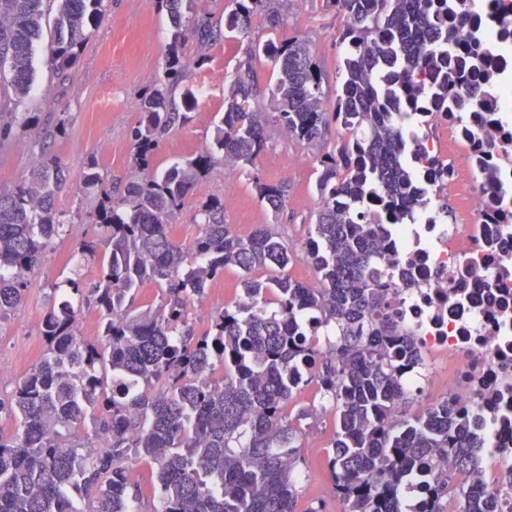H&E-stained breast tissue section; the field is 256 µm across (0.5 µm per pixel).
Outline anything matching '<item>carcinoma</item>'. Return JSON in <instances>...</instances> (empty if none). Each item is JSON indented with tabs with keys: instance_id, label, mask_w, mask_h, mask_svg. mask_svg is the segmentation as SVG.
<instances>
[{
	"instance_id": "obj_1",
	"label": "carcinoma",
	"mask_w": 512,
	"mask_h": 512,
	"mask_svg": "<svg viewBox=\"0 0 512 512\" xmlns=\"http://www.w3.org/2000/svg\"><path fill=\"white\" fill-rule=\"evenodd\" d=\"M46 1L55 6L50 18ZM182 2L159 0L170 42L162 74L137 103L129 175L110 181L92 160L77 176L99 194L89 216L99 231L78 240L79 260L98 263L99 275L54 284L64 299L43 315L42 356L0 399V412L18 425L14 435L0 429V512H135L145 488L127 477L133 457L156 467L147 489L161 512H323L297 509L296 442L312 411L284 415L312 379L335 407L330 471L344 512H403L399 490L412 477L421 478L417 512H448L450 503L454 512H491L477 487L452 486L448 471L437 469L440 461L461 473L477 464V448L460 447L471 438L466 413L446 400L403 416L398 373L418 359L383 313L384 292L372 287L387 225L405 223L423 202L416 168L434 181L445 174L411 152L397 115L421 105L431 114H466L490 84V74L475 68L485 45L472 37V0H326L348 19L332 111L322 108L307 40L250 44L213 148L157 173L156 148L196 105L191 68L223 33L246 34L260 11L271 32L284 24L279 0H234L222 27L185 14ZM104 19L103 0H0V143L30 121L16 109L33 90L34 43L43 31L47 64L63 82ZM260 59L277 72L265 106L252 92ZM334 124L349 138L313 156L320 203L306 248L318 286L286 273L294 253L276 226L233 232L222 198L199 204L201 227L190 242L172 237L195 186L228 160L255 166L269 128L318 147ZM70 179L42 151L28 180L0 188V319L22 303L28 274L61 238L55 200ZM255 187L271 211L283 210L288 181L257 179ZM228 268L241 273L242 300L196 325L190 298ZM264 268L276 274L254 276ZM146 284L166 298L155 310L135 307ZM85 308L99 316L93 342L79 337ZM321 329L336 336L326 353L314 339Z\"/></svg>"
}]
</instances>
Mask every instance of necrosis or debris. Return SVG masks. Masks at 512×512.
Here are the masks:
<instances>
[{"instance_id":"4bbe7bcc","label":"necrosis or debris","mask_w":512,"mask_h":512,"mask_svg":"<svg viewBox=\"0 0 512 512\" xmlns=\"http://www.w3.org/2000/svg\"><path fill=\"white\" fill-rule=\"evenodd\" d=\"M475 32L495 46L484 57L497 80L494 114L440 120L439 145L419 138L422 113L399 118L411 149L455 155L430 194L454 196L461 221L449 223L447 210L426 206L415 210L413 223L392 225L374 285L386 291L398 335L418 350V365L399 375L401 387L445 381V398L474 418L484 447L466 480L494 498L498 512H512V0H484ZM480 147L496 164L491 190L473 162ZM491 191L494 212L484 205Z\"/></svg>"}]
</instances>
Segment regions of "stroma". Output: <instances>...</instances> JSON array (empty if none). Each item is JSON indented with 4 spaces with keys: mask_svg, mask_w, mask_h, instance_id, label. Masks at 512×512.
I'll return each mask as SVG.
<instances>
[{
    "mask_svg": "<svg viewBox=\"0 0 512 512\" xmlns=\"http://www.w3.org/2000/svg\"><path fill=\"white\" fill-rule=\"evenodd\" d=\"M285 25L281 37L298 36L308 42L323 73L322 91L326 103L336 98V75L343 56L341 34L347 19L326 7L324 0H280ZM105 21L85 47L76 71L68 80H59L48 65V43L40 41L34 59V90L23 106L33 120L17 128L11 140L0 145V186L9 187L29 177L32 160L40 151L57 157L71 174H78L90 159H97L109 177L124 178L131 170L130 130L138 119L134 107L143 88L155 78L170 37L167 12L157 0H104ZM211 59L193 70L188 82L197 98L192 121L160 143L153 165L163 169L196 156L211 147L213 126L224 113V99L236 75L242 55L240 44L224 39L210 52ZM111 90L117 104L112 111L95 107L103 90ZM66 116L62 133L44 140L42 129L52 115ZM312 152L286 132L272 130L266 151L251 174L220 165L195 188L175 225L177 240L195 235L197 206L207 198H227L225 219L231 229L249 234L255 225L272 224L282 233L295 260L288 274L308 285H316L317 275L306 256L305 242L318 209L317 170ZM288 182L285 208L272 212L259 198L254 183ZM76 242L57 241L44 264L30 277L23 305L9 319L0 322V366L15 364L18 346L31 349V362H38L43 349L41 321L57 296L55 282L79 271L83 280L94 281L97 263L78 264ZM318 439L300 437L303 462L297 482L299 508L321 501L325 512H343L344 505L333 492L329 453L335 418L316 421Z\"/></svg>",
    "mask_w": 512,
    "mask_h": 512,
    "instance_id": "stroma-1",
    "label": "stroma"
}]
</instances>
